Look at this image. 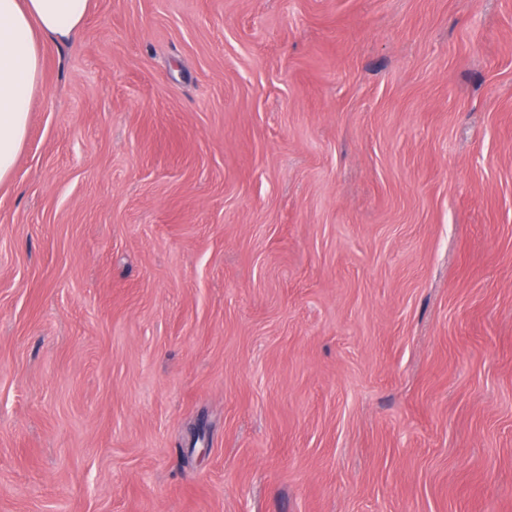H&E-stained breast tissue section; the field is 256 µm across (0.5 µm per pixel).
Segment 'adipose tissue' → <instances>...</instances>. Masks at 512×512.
<instances>
[{
    "mask_svg": "<svg viewBox=\"0 0 512 512\" xmlns=\"http://www.w3.org/2000/svg\"><path fill=\"white\" fill-rule=\"evenodd\" d=\"M91 0H0V183L10 179L41 90V45L81 28Z\"/></svg>",
    "mask_w": 512,
    "mask_h": 512,
    "instance_id": "obj_1",
    "label": "adipose tissue"
}]
</instances>
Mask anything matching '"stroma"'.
<instances>
[{
    "label": "stroma",
    "instance_id": "1",
    "mask_svg": "<svg viewBox=\"0 0 512 512\" xmlns=\"http://www.w3.org/2000/svg\"><path fill=\"white\" fill-rule=\"evenodd\" d=\"M0 185V512H512V0H91Z\"/></svg>",
    "mask_w": 512,
    "mask_h": 512
}]
</instances>
